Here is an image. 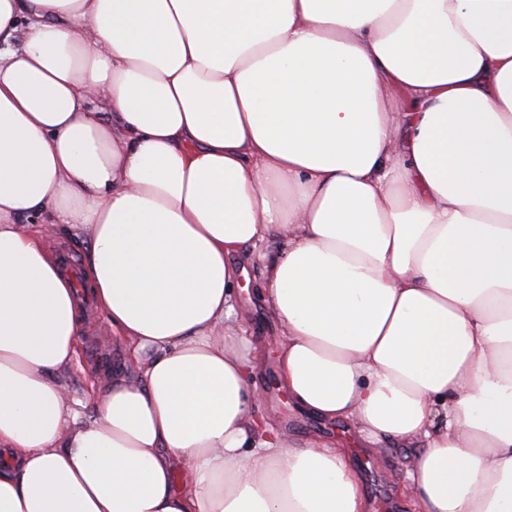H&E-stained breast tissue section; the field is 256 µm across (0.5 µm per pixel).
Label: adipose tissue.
Listing matches in <instances>:
<instances>
[{
    "mask_svg": "<svg viewBox=\"0 0 512 512\" xmlns=\"http://www.w3.org/2000/svg\"><path fill=\"white\" fill-rule=\"evenodd\" d=\"M47 226L126 351L85 417ZM255 261L297 409L512 512V0H0V512H367L258 414Z\"/></svg>",
    "mask_w": 512,
    "mask_h": 512,
    "instance_id": "ef3b65f1",
    "label": "adipose tissue"
}]
</instances>
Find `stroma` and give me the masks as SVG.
<instances>
[{"instance_id": "obj_1", "label": "stroma", "mask_w": 512, "mask_h": 512, "mask_svg": "<svg viewBox=\"0 0 512 512\" xmlns=\"http://www.w3.org/2000/svg\"><path fill=\"white\" fill-rule=\"evenodd\" d=\"M260 283L259 267L249 268L248 280L243 288L237 289L235 301L246 311L244 327L247 334L263 342L264 363L257 378L266 392L261 413L278 425L293 443H303L312 435L336 440L339 447L347 450L361 475L371 512H405L401 490L411 468L413 449L385 440L381 443L384 458L373 457L355 440L350 424H330L297 410L275 384L279 326L267 307L254 297ZM118 362V347L112 341V329L104 314L89 310L80 336L77 360L63 377L68 402L89 404L101 385L102 372Z\"/></svg>"}]
</instances>
